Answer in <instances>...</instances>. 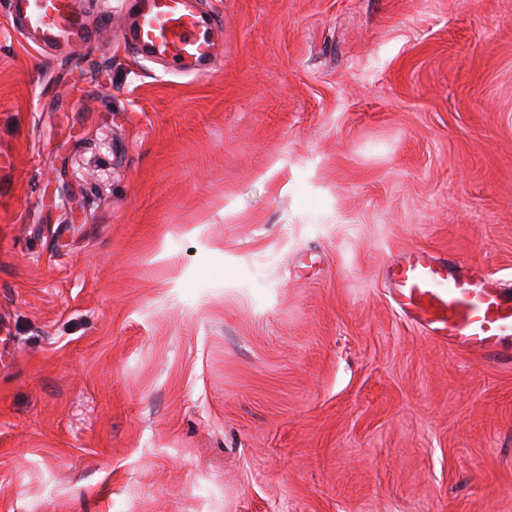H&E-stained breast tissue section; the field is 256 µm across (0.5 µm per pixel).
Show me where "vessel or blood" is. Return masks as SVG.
Here are the masks:
<instances>
[{
  "instance_id": "vessel-or-blood-1",
  "label": "vessel or blood",
  "mask_w": 512,
  "mask_h": 512,
  "mask_svg": "<svg viewBox=\"0 0 512 512\" xmlns=\"http://www.w3.org/2000/svg\"><path fill=\"white\" fill-rule=\"evenodd\" d=\"M20 31H34L39 46L71 49L95 42L100 25L74 0H8ZM221 23L194 0H138L127 37L133 54L164 61L169 72L209 75ZM396 312L450 349L484 358L512 353V289L456 257L414 250L387 271Z\"/></svg>"
}]
</instances>
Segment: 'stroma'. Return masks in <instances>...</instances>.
<instances>
[{"label": "stroma", "mask_w": 512, "mask_h": 512, "mask_svg": "<svg viewBox=\"0 0 512 512\" xmlns=\"http://www.w3.org/2000/svg\"><path fill=\"white\" fill-rule=\"evenodd\" d=\"M219 67L0 0V512H512V359L394 309L512 283V0H197ZM8 12L23 36L29 29L34 31L36 37L33 42L38 46L60 49L87 47L107 26L102 18L92 25L77 10L74 0H9ZM396 312L448 348L484 358L512 353V289L455 256L414 250L387 271Z\"/></svg>", "instance_id": "stroma-1"}]
</instances>
